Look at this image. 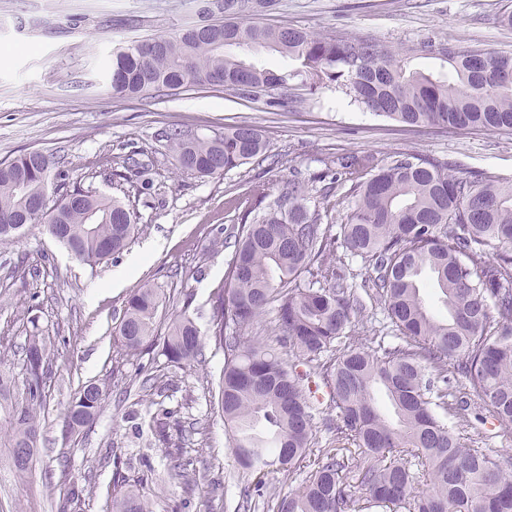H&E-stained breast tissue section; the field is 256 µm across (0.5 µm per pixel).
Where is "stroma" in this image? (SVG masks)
<instances>
[{"mask_svg":"<svg viewBox=\"0 0 512 512\" xmlns=\"http://www.w3.org/2000/svg\"><path fill=\"white\" fill-rule=\"evenodd\" d=\"M205 0H0V161L41 150L61 157L69 182L134 205L142 228L108 263L89 268L73 259L43 225L31 224L0 245V358L22 369L32 330L55 342L40 444L26 479L0 447V512H58L60 491L84 480L80 512H105L114 468L141 481L152 512H235L245 480L230 454L215 394L224 353L206 343L205 361L176 367L153 350H120L118 324L132 291L150 283L166 296L158 315L188 308L208 330L212 293L224 279L231 250L212 247L219 229L274 207L292 175L312 180V198L342 218L353 203L345 191L323 198L315 175L340 155L370 153L392 160L415 153L447 162L462 175L485 173L512 183V134L407 125L367 111L341 90L292 91L278 106L241 98L221 86H195L162 96L120 98L109 87L114 50L154 36H172L204 20ZM512 0H278L260 24L310 33L368 37L381 45L428 39L512 53V28L500 17ZM247 122L268 142L265 156L224 175L178 171L166 135L171 129L208 134ZM152 161L149 196L113 178L127 158ZM266 184L264 198L253 194ZM147 254L134 274V256ZM166 381L142 389L139 370ZM106 389L88 433L63 432L64 407L86 382ZM177 410L186 450L220 486L211 493L170 482L175 452L155 438L157 404ZM478 415L463 442L512 458V439L473 400Z\"/></svg>","mask_w":512,"mask_h":512,"instance_id":"stroma-1","label":"stroma"}]
</instances>
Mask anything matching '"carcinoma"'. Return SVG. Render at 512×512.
<instances>
[{"mask_svg": "<svg viewBox=\"0 0 512 512\" xmlns=\"http://www.w3.org/2000/svg\"><path fill=\"white\" fill-rule=\"evenodd\" d=\"M274 4L224 0V20L208 33L187 29L157 37L149 56L132 47L117 52L113 94L152 95L218 78L243 97L277 91L283 100L296 82L311 95L338 88L374 114L410 125L512 132V53L435 40L392 49L366 38L270 29L246 19ZM261 49L292 65L274 70L253 63ZM415 56L446 63L448 74L409 68ZM168 138L179 170L200 178L238 168L268 148L262 131L248 123L210 135L174 130ZM150 166L133 161L141 194L152 189ZM316 180L329 181L327 198L339 185L354 198L340 234L327 222L330 213L311 205L309 183L296 178L282 186L276 207L231 228L222 240L232 258L225 284L212 293L209 336L224 351L217 405L231 455L254 477L241 506L252 507L268 474L291 477L315 456V468L296 491L277 499L274 512H512V458L461 443L472 395L490 407L503 433H512V184L485 173L457 176L448 164L413 154L387 162L351 154ZM51 184L58 197L42 223L83 264L93 269L110 260L138 234L135 210L67 188L54 154L39 159L27 152L0 162V245L13 241V221ZM339 247L364 265L360 286L350 283L355 274L330 259ZM428 281L447 315L423 297ZM364 295L383 307L401 343L353 340ZM162 304L160 290L149 284L129 295L118 329L125 355L159 347L177 367L200 363L205 345L189 302L160 334ZM271 309L289 359L258 329ZM51 348L38 331L26 337L20 380L0 361V443L11 449L19 477L37 450ZM315 377L336 409L324 426L336 431V441L358 448L356 455L312 447ZM104 396L100 384H83L65 407V432L89 431ZM154 424L159 442L182 448L176 411L158 409ZM199 478L193 458L172 473L184 487ZM421 478L426 488L419 491ZM83 492L70 482L60 512H77ZM112 512H150L142 485L119 469Z\"/></svg>", "mask_w": 512, "mask_h": 512, "instance_id": "cac0c4a2", "label": "carcinoma"}]
</instances>
